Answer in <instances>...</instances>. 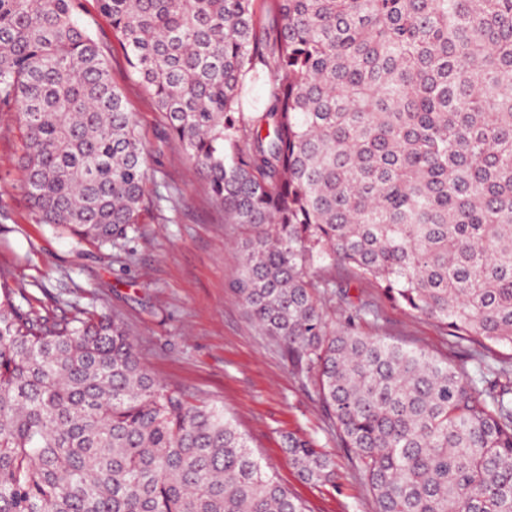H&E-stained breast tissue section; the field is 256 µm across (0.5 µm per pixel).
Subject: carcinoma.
I'll return each instance as SVG.
<instances>
[{
	"instance_id": "cac0c4a2",
	"label": "carcinoma",
	"mask_w": 512,
	"mask_h": 512,
	"mask_svg": "<svg viewBox=\"0 0 512 512\" xmlns=\"http://www.w3.org/2000/svg\"><path fill=\"white\" fill-rule=\"evenodd\" d=\"M0 0V112L25 129L42 224L121 245L151 150L112 79L137 74L242 224L233 288L311 385L376 512H512V0ZM265 93L245 111L248 86ZM329 258L478 345L471 372L353 329ZM306 482L331 454L292 434ZM0 512H306L224 408L147 370L107 315L0 292ZM85 4L86 12L82 17L83 22L97 39L112 42V29L109 22L98 13L95 0H87Z\"/></svg>"
}]
</instances>
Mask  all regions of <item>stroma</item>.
I'll return each mask as SVG.
<instances>
[{"mask_svg":"<svg viewBox=\"0 0 512 512\" xmlns=\"http://www.w3.org/2000/svg\"><path fill=\"white\" fill-rule=\"evenodd\" d=\"M112 77L153 152L149 192L164 195V202L118 248L38 223L20 183L23 128L15 113L0 114V208L6 213L0 218V289H11L15 304L60 319L78 309L117 317L147 369L190 400L223 406L265 470L309 512H375L367 481L338 447L336 428L310 386L251 321L232 288L244 227L225 221L178 141L166 137L165 119L137 75L117 67ZM342 287L347 301L325 309L330 327H347L355 308L370 305L381 318L357 324V331L465 363L467 343L446 335L431 317L404 311L371 281L353 277ZM288 432L333 455L334 482L313 485L298 478L282 451Z\"/></svg>","mask_w":512,"mask_h":512,"instance_id":"35a3bbf8","label":"stroma"}]
</instances>
